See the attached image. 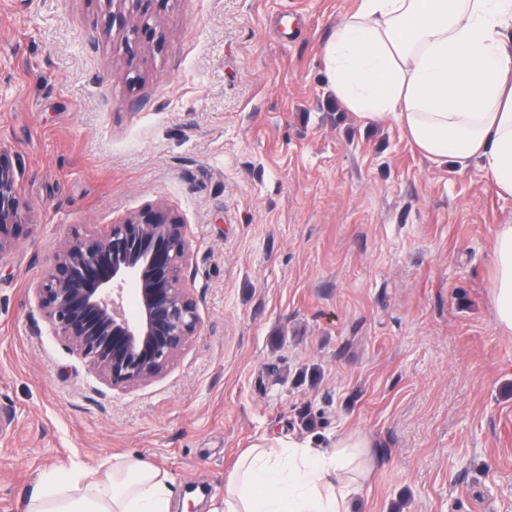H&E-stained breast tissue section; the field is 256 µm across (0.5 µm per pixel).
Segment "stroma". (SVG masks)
<instances>
[{
  "label": "stroma",
  "instance_id": "35a3bbf8",
  "mask_svg": "<svg viewBox=\"0 0 512 512\" xmlns=\"http://www.w3.org/2000/svg\"><path fill=\"white\" fill-rule=\"evenodd\" d=\"M357 0H0V512L48 471L115 455L210 512L260 438L361 429L350 512H512V335L491 299L512 197L477 164L362 125L323 61ZM138 27L132 43L120 29ZM179 215L201 332L152 382L110 388L32 287L73 228ZM16 184L13 171L1 162L0 156V253L7 249L11 242L9 225L17 216Z\"/></svg>",
  "mask_w": 512,
  "mask_h": 512
}]
</instances>
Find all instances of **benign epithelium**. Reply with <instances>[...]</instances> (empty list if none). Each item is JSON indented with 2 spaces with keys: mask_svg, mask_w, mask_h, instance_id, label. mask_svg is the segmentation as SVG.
<instances>
[{
  "mask_svg": "<svg viewBox=\"0 0 512 512\" xmlns=\"http://www.w3.org/2000/svg\"><path fill=\"white\" fill-rule=\"evenodd\" d=\"M11 168L0 162V253L10 246L17 216ZM186 225L150 206L101 233L75 229L60 246L34 297L54 335L86 360L112 389H132L161 376L199 335L197 302L183 285ZM133 287L138 314L124 309Z\"/></svg>",
  "mask_w": 512,
  "mask_h": 512,
  "instance_id": "benign-epithelium-1",
  "label": "benign epithelium"
}]
</instances>
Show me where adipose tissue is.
<instances>
[{"instance_id":"1","label":"adipose tissue","mask_w":512,"mask_h":512,"mask_svg":"<svg viewBox=\"0 0 512 512\" xmlns=\"http://www.w3.org/2000/svg\"><path fill=\"white\" fill-rule=\"evenodd\" d=\"M331 89L365 125L391 120L429 160L475 163L512 196V0H358L325 47ZM493 305L512 335V224L494 237ZM375 443L359 429L332 447L288 439L246 448L213 512H350ZM167 477L113 458L102 479L80 466L46 475L26 512H171Z\"/></svg>"}]
</instances>
